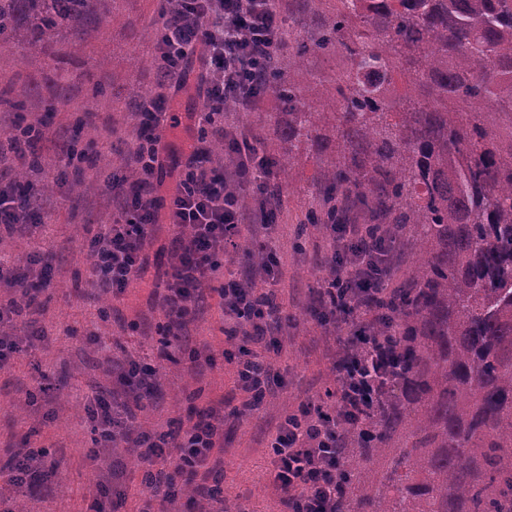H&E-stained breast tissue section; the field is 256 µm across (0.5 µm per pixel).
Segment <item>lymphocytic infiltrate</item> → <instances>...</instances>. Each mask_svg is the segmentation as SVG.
Returning a JSON list of instances; mask_svg holds the SVG:
<instances>
[{"mask_svg": "<svg viewBox=\"0 0 512 512\" xmlns=\"http://www.w3.org/2000/svg\"><path fill=\"white\" fill-rule=\"evenodd\" d=\"M168 4L170 10L196 18L197 23L189 27L187 43L158 36L160 57L174 72L187 56L197 53L215 75L208 88L209 109L201 113L200 124H212L214 113L227 101L241 111L258 108L269 85L268 69L282 44L278 0H168ZM139 112L150 141L149 156L136 158L140 177L124 198L123 220L108 225L92 245L93 266L102 292H123L133 277L147 270L144 244L154 226L170 225L172 273L165 284L163 307L171 327L180 329L193 313L195 291L222 268L229 246L241 233L244 216L228 190V179L211 175L197 149L180 170L168 207L160 208L155 194L163 151L157 134L164 117L160 100L141 103ZM331 236V259L336 266L331 285L342 291L345 301L326 306L325 311L335 319L359 311L365 326H372L378 321L375 305L393 254L382 247L377 261H359V254L368 246L359 224L333 225ZM218 293L226 316L249 321L257 330L279 325V306L252 308L254 291L239 280H225ZM234 360L238 385L248 395L244 408L253 410L272 387L274 365L262 351L244 347ZM334 370L337 409L327 411L321 404L307 403L297 419H284L271 440L273 484L284 494L283 512H336L339 426L362 419L367 393L376 388L378 380L360 356L350 363L337 359ZM115 408V403L99 395L87 404L91 419L103 427L104 441L133 437L142 458L167 460L166 450L171 447L178 464L202 467L221 446V409L207 408L196 420L180 426L181 440L172 445L163 434H132L127 422L116 416Z\"/></svg>", "mask_w": 512, "mask_h": 512, "instance_id": "lymphocytic-infiltrate-1", "label": "lymphocytic infiltrate"}]
</instances>
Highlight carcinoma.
<instances>
[{
    "instance_id": "carcinoma-1",
    "label": "carcinoma",
    "mask_w": 512,
    "mask_h": 512,
    "mask_svg": "<svg viewBox=\"0 0 512 512\" xmlns=\"http://www.w3.org/2000/svg\"><path fill=\"white\" fill-rule=\"evenodd\" d=\"M295 61L341 50L335 93L275 86L287 109L274 132L281 171L312 137L334 156L327 201L356 195L391 227H419L423 255L372 331L395 371L363 426L341 430L342 512H512V0H337ZM116 0H0V45L75 46ZM336 206L308 211L328 229ZM398 435L385 471L369 462Z\"/></svg>"
}]
</instances>
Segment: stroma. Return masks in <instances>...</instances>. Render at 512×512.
Instances as JSON below:
<instances>
[{"label": "stroma", "mask_w": 512, "mask_h": 512, "mask_svg": "<svg viewBox=\"0 0 512 512\" xmlns=\"http://www.w3.org/2000/svg\"><path fill=\"white\" fill-rule=\"evenodd\" d=\"M333 0H280L283 23L301 39L315 37ZM166 13L164 0H117L112 16L78 51L59 45L0 46V84L22 85L24 106L0 108V131L15 122L31 124L36 136L10 162L0 161V188L10 189L25 173L38 193L36 221L0 223V261L20 278L0 282V306L33 298L31 307L0 324V334L34 337L20 345L0 369V469L14 449L45 450L49 470L37 488H8L11 512H91L100 485L123 494L121 512H157V500L142 493L150 465L131 441L105 444L89 418L86 404L94 394L131 403L119 376L129 362L152 372V395L133 405L135 431H169L203 409L222 404L224 451L219 462L198 469L193 485L221 481L224 512H281L280 491L272 486L271 437L285 416L300 404L319 399L333 387V361L353 325L323 324L314 312L313 293L321 288L323 265L332 252L329 232L314 231L296 241L295 231L308 208L319 207L322 192L314 182L321 158L315 140L302 144L287 175L279 176L277 220L268 230L279 262L280 277L269 284L261 256L253 251L250 232H242L224 258L225 272L247 281L259 292H273L282 309L281 329L268 337V355L278 380L249 414L234 412L246 399L236 383V365L227 352L244 346L231 336L236 321L224 316L214 278L192 321L177 340L160 344L159 330L169 319L162 308L163 283L171 272L167 251L169 227L156 225L146 245L150 265L123 293H101L90 246L107 225L121 220L120 198L111 191L112 169L129 165L139 127L129 105L130 89L139 87L166 101L171 118L167 145L187 156L195 142L209 153V165L231 170L235 156L223 149V138L199 133L192 116L207 104L200 83L204 64L189 58L177 82L156 80V36ZM342 55L314 53L290 67L289 81L308 85L319 76L324 93L335 87ZM66 67L64 87L52 82L57 67ZM102 95H94V88ZM283 106L275 92L252 112H219L215 125L233 129L251 141L258 154L277 155L270 122Z\"/></svg>", "instance_id": "obj_1"}]
</instances>
